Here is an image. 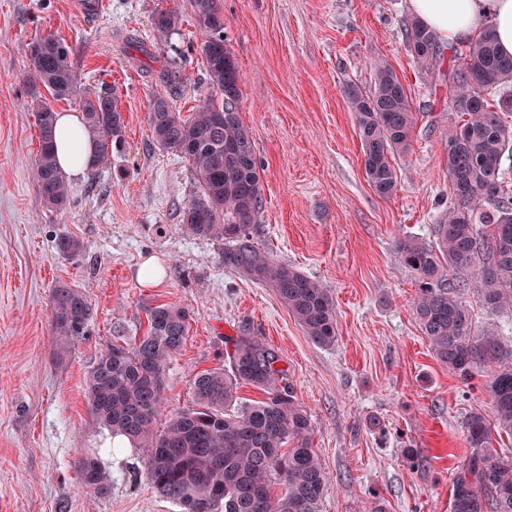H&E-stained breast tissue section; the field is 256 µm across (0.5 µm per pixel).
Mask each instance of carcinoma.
Wrapping results in <instances>:
<instances>
[{"mask_svg": "<svg viewBox=\"0 0 512 512\" xmlns=\"http://www.w3.org/2000/svg\"><path fill=\"white\" fill-rule=\"evenodd\" d=\"M211 94L188 117L176 109L183 77L165 67L158 73L163 90L149 104L152 143L190 162L200 195L183 213L189 233L221 239L224 267L254 280L270 282L281 303L310 341L336 343L335 305L326 288L298 269L272 261L253 241L263 203L260 170L250 131L238 112L240 74L224 41V15L217 0H188ZM175 11L155 13V40L175 30ZM406 45L426 73L443 58L437 34L418 20L404 23ZM461 64L448 71V111L457 114L448 130L446 152L452 205L434 226V241L406 237L397 242L399 259L415 272L419 292L414 315L437 360L468 382L488 371L493 420L475 410L465 421L472 451L454 475L450 512H512V454L491 446V432L512 437V343L492 331L474 333L463 288L476 290L490 312L512 311V197L503 189V160L512 158V126L501 113L512 112V55L499 48L493 26L464 45ZM31 74L55 101L79 99L83 129L95 144L89 171L110 163L112 148L124 141V118L110 89L78 95L67 45L48 34L30 46ZM374 88H351L349 104L358 128L364 172L382 198L398 189L394 158L409 150L415 125L407 87L392 66L377 61ZM39 150L34 159L36 185L48 206L61 208L69 198L53 145L54 108L35 106ZM69 258L82 252L72 237L57 241ZM458 277L448 282L447 273ZM51 335L57 348L88 333L87 297L63 284L51 297ZM148 328L130 344L112 343L101 352L88 379V404L95 423L147 449L145 476L155 491L182 512H322L328 479L312 448L308 414L291 392L280 387L284 371L278 353L247 326L239 329L228 366L204 370L192 380V405L171 413L162 429V374L182 347L188 314L177 305L149 310ZM265 393L241 402L240 384ZM292 448L282 451L286 443ZM86 493L101 499L111 481L98 458L78 460ZM279 492L273 493V487Z\"/></svg>", "mask_w": 512, "mask_h": 512, "instance_id": "1", "label": "carcinoma"}]
</instances>
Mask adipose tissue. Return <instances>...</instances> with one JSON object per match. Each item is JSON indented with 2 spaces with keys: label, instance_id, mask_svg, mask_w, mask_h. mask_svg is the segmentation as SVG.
I'll return each instance as SVG.
<instances>
[{
  "label": "adipose tissue",
  "instance_id": "adipose-tissue-1",
  "mask_svg": "<svg viewBox=\"0 0 512 512\" xmlns=\"http://www.w3.org/2000/svg\"><path fill=\"white\" fill-rule=\"evenodd\" d=\"M408 8L444 44L471 40L482 21L490 20L501 51L512 55V0H408ZM54 144L60 169L69 176H81L95 145L83 133L78 113H58Z\"/></svg>",
  "mask_w": 512,
  "mask_h": 512
}]
</instances>
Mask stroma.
<instances>
[{"label":"stroma","instance_id":"35a3bbf8","mask_svg":"<svg viewBox=\"0 0 512 512\" xmlns=\"http://www.w3.org/2000/svg\"><path fill=\"white\" fill-rule=\"evenodd\" d=\"M75 0H0V512H180L135 469L143 448L111 447L88 408L87 379L115 337L147 330V314L171 303L189 331L163 373L164 410L192 401L191 381L225 365L241 324L274 347L288 385L313 426L328 478L323 512H449L453 478L470 455L465 420L491 414L487 379L463 383L436 359L413 313L416 274L399 260L398 238L432 240L447 209L445 143L452 116L445 56L423 75L407 50V0H220L224 38L243 76L239 116L261 164L263 207L256 245L327 288L336 307L335 345L313 344L275 289L224 266L222 243L187 232L182 211L199 195L191 164L151 143L154 73L174 64L187 85L176 108L190 115L208 95L201 35L186 0H106L102 15ZM174 9L178 27L155 42L152 18ZM53 34L71 51L78 87L113 89L125 144L96 175L70 180V203L39 197L33 162L39 130L33 99L48 91L27 77L30 46ZM151 48L143 56L132 46ZM387 60L416 112L409 153L394 159L398 189L370 187L345 92L374 85ZM83 245L57 251L59 237ZM156 257L158 285L137 272ZM87 296L89 333L57 355L52 290ZM380 419L385 434L372 431ZM417 451L408 462L403 451ZM96 455L112 480L108 497L81 486L77 459Z\"/></svg>","mask_w":512,"mask_h":512}]
</instances>
